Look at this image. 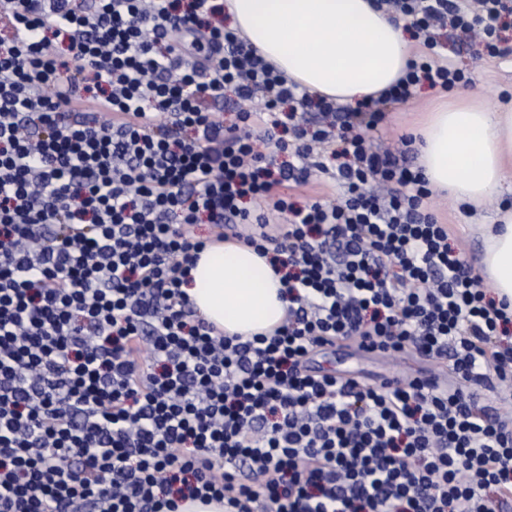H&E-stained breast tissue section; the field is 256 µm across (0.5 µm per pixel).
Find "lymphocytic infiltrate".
<instances>
[{"mask_svg":"<svg viewBox=\"0 0 512 512\" xmlns=\"http://www.w3.org/2000/svg\"><path fill=\"white\" fill-rule=\"evenodd\" d=\"M375 4L412 17L421 49L351 108L225 30L223 0H0V512L512 505V304L449 243L412 137L370 142L417 86L468 83L435 28L512 55L503 0ZM312 110L335 123L307 125ZM328 161L331 196L292 201ZM201 222L219 240L250 225L241 242L282 271L273 336L230 338L197 315L181 286ZM339 341L446 375L370 385L312 367Z\"/></svg>","mask_w":512,"mask_h":512,"instance_id":"lymphocytic-infiltrate-1","label":"lymphocytic infiltrate"}]
</instances>
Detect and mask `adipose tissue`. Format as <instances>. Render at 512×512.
Wrapping results in <instances>:
<instances>
[{
  "instance_id": "ef3b65f1",
  "label": "adipose tissue",
  "mask_w": 512,
  "mask_h": 512,
  "mask_svg": "<svg viewBox=\"0 0 512 512\" xmlns=\"http://www.w3.org/2000/svg\"><path fill=\"white\" fill-rule=\"evenodd\" d=\"M227 7L233 31L288 81L338 102L379 97L411 56L403 25L373 0H227ZM421 123L419 164L432 190L477 207L512 175V104L459 95ZM482 245L486 286L512 301V209L486 225ZM182 289L230 337L272 333L288 307L268 257L235 241L206 244Z\"/></svg>"
}]
</instances>
